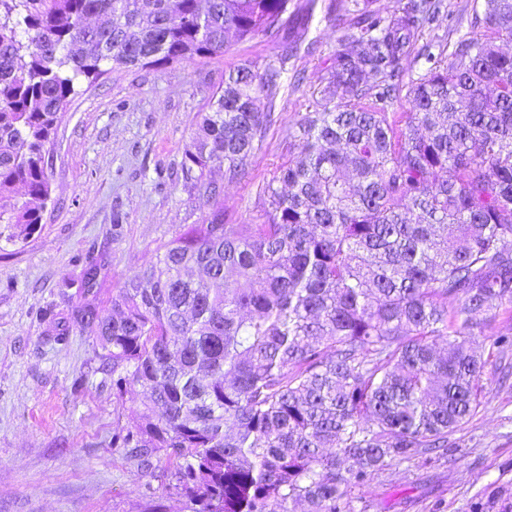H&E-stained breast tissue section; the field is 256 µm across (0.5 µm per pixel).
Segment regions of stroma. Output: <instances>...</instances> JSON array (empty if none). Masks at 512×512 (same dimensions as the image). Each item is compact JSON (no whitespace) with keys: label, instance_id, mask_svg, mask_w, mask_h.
<instances>
[{"label":"stroma","instance_id":"stroma-1","mask_svg":"<svg viewBox=\"0 0 512 512\" xmlns=\"http://www.w3.org/2000/svg\"><path fill=\"white\" fill-rule=\"evenodd\" d=\"M352 19L315 17V50L288 62L277 98L278 123L257 150L248 178L224 185V214L259 224V193L286 161L288 133L310 111L342 27ZM478 0H444L436 24L418 45L449 55L461 35H487ZM266 37L229 41L224 56L128 70L83 83L46 145L52 186L40 231L0 242V512H143L153 487L167 512H182L166 462L140 469L112 433L128 425L141 397L112 394L91 329L70 321L84 270L98 269L100 314L125 279L155 263L157 250L211 206L187 187L180 165L200 112L243 63L274 61ZM121 213L114 227L113 213ZM50 310L48 319L39 313ZM69 325L57 341L55 322ZM448 454L427 465L402 463L365 489V512H512V377L488 366L481 405L448 437Z\"/></svg>","mask_w":512,"mask_h":512}]
</instances>
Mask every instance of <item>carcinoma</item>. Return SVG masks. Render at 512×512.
I'll use <instances>...</instances> for the list:
<instances>
[{
	"mask_svg": "<svg viewBox=\"0 0 512 512\" xmlns=\"http://www.w3.org/2000/svg\"><path fill=\"white\" fill-rule=\"evenodd\" d=\"M441 7L383 17L338 0L357 20L290 132L300 153L264 187L263 223L228 224L209 171L248 175L317 0H0L7 241L41 229L45 145L80 80L217 58L230 36L277 41L303 18L278 63L229 70L200 113L182 172L211 203L203 222L129 276L109 316L87 270L92 300L73 312L96 327L113 395H141L112 446L146 471L165 457L188 512H355L378 472L448 450L512 347L471 346L481 317L512 305V53L496 44L512 41V0H482L490 35L460 37L448 58L426 47L405 85L401 60Z\"/></svg>",
	"mask_w": 512,
	"mask_h": 512,
	"instance_id": "1",
	"label": "carcinoma"
}]
</instances>
